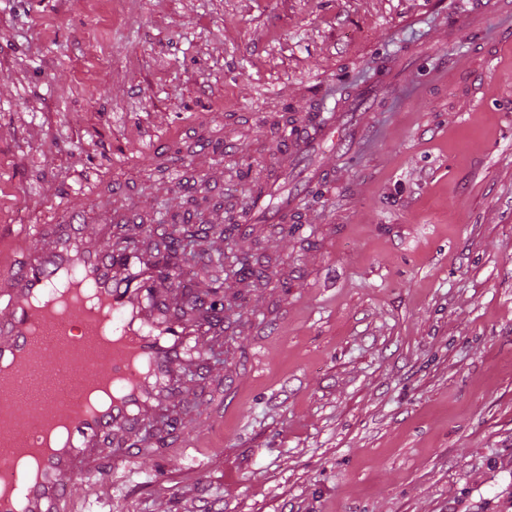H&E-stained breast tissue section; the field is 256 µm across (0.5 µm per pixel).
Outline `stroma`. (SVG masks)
Wrapping results in <instances>:
<instances>
[{"instance_id":"obj_1","label":"stroma","mask_w":512,"mask_h":512,"mask_svg":"<svg viewBox=\"0 0 512 512\" xmlns=\"http://www.w3.org/2000/svg\"><path fill=\"white\" fill-rule=\"evenodd\" d=\"M409 49L349 145L282 167L283 118ZM268 177L299 230L225 239ZM72 213L178 238L200 302L234 294L241 254L269 266L225 310L212 380L185 358L184 422L249 321L281 326L204 447L160 485L120 466L82 512L512 507V0H0V229Z\"/></svg>"}]
</instances>
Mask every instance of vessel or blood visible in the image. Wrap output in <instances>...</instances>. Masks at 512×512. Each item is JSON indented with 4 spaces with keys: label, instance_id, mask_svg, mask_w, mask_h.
I'll use <instances>...</instances> for the list:
<instances>
[{
    "label": "vessel or blood",
    "instance_id": "obj_1",
    "mask_svg": "<svg viewBox=\"0 0 512 512\" xmlns=\"http://www.w3.org/2000/svg\"><path fill=\"white\" fill-rule=\"evenodd\" d=\"M372 86L356 88L332 111L302 119L286 135L287 159L297 160L347 134L343 119L353 100ZM275 181L254 194L249 217L284 224L296 201H278ZM16 243L18 253L0 252V446L34 460L22 472L0 471V512H76L77 485L106 490L104 477L153 447L155 463L182 457L198 447L201 434L180 418L184 354L187 348L213 349L222 327L216 312L190 318V297L181 290L159 254L137 243L102 246L80 220L37 224L0 233V245ZM80 338L77 370L86 386H110L111 396L96 408L79 396L44 393L37 407L20 404L34 363H69L51 350ZM239 379L224 373L223 402L202 415L216 423L233 408Z\"/></svg>",
    "mask_w": 512,
    "mask_h": 512
}]
</instances>
